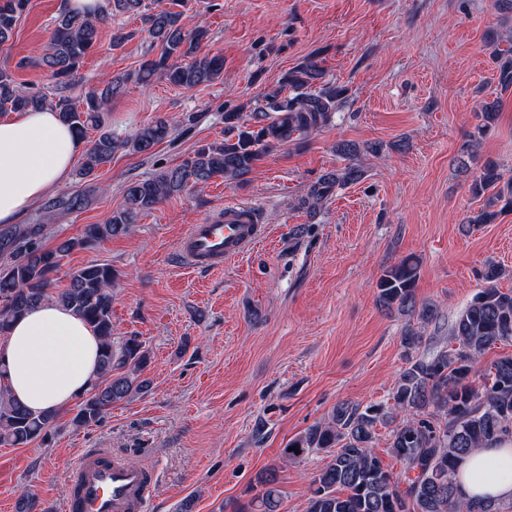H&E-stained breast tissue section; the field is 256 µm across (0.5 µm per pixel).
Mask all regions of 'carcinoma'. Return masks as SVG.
Instances as JSON below:
<instances>
[{"label":"carcinoma","instance_id":"obj_1","mask_svg":"<svg viewBox=\"0 0 512 512\" xmlns=\"http://www.w3.org/2000/svg\"><path fill=\"white\" fill-rule=\"evenodd\" d=\"M28 3L0 0V45L13 36ZM114 12L139 18L160 54L144 59L133 74L105 78L101 88L76 100L68 91L97 42L98 21ZM183 16L182 11L158 9L147 0H105L97 21L62 11L50 32L47 52L38 60L20 62L22 67L33 64L51 72L56 80L53 97L21 87L9 70L0 69V112L50 107L78 136L96 131L80 166L86 178L120 150L152 154L172 137L169 120L159 117L132 137L120 139L106 125L103 112L128 80L146 86L165 78L175 86L192 89L223 77V57L198 56L207 31L187 28ZM505 41L509 47L498 48L494 54L496 88L502 92L512 89V30ZM324 77V69L311 57L289 70L277 88L245 104L224 107V140L200 146L178 165L129 180L122 205L104 224H86L79 235L60 237L51 248L42 243V224L0 228V338L31 307L54 301L81 317L100 339L99 372L81 396L71 426H95L112 407L147 393L151 381L143 373L151 364V352L139 337L114 333L112 301L118 272L112 264L86 263L72 271L66 287L55 293L51 274L73 251L130 235L138 216L164 200L202 189L218 177L243 181L276 149L330 125L346 103L348 89ZM476 116L475 134L481 137L496 125L498 102L482 105ZM362 176L357 166L326 172L309 186L300 205L315 210L336 187L356 183ZM470 189L485 202L464 223L491 224L499 215L512 212V176L504 177L497 166H485ZM87 204L83 193L64 194L48 199L43 212L47 216L76 212ZM502 276L503 269L496 264L480 272L484 288L458 315L448 332L449 345L437 354L417 355L423 335L418 327H405L401 346L406 367L394 383L393 404L340 401L322 422L288 441L280 457L282 467L314 450L325 453L326 463L311 482L306 512H512V500L465 499L457 483L459 468L473 451L512 437V354L499 357L482 373L477 368L487 350L512 344V290L498 287ZM418 277L419 264L411 258L385 268L377 281V299L388 311L429 324L438 318V311L430 304H418ZM56 421L53 413H31L0 385V446L46 442ZM380 426L389 428L391 456L405 471L415 473L405 487L376 453ZM256 483V493L244 502H233L230 512H279L278 468L263 470Z\"/></svg>","mask_w":512,"mask_h":512}]
</instances>
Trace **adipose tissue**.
I'll return each instance as SVG.
<instances>
[{
    "mask_svg": "<svg viewBox=\"0 0 512 512\" xmlns=\"http://www.w3.org/2000/svg\"><path fill=\"white\" fill-rule=\"evenodd\" d=\"M82 147L49 108L0 120V224L17 223L51 193ZM98 346L71 310L51 302L33 307L0 339L11 397L36 414L66 410L95 377ZM457 482L467 498L512 499V441L473 453Z\"/></svg>",
    "mask_w": 512,
    "mask_h": 512,
    "instance_id": "obj_1",
    "label": "adipose tissue"
}]
</instances>
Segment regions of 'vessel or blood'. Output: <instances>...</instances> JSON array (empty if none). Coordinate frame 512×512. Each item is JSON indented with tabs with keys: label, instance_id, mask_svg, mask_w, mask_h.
Segmentation results:
<instances>
[{
	"label": "vessel or blood",
	"instance_id": "1",
	"mask_svg": "<svg viewBox=\"0 0 512 512\" xmlns=\"http://www.w3.org/2000/svg\"><path fill=\"white\" fill-rule=\"evenodd\" d=\"M266 237L255 207L229 202L217 214L189 225L177 244L185 266L219 267ZM73 490L64 512H146L156 472L135 459L105 449L81 452L73 468Z\"/></svg>",
	"mask_w": 512,
	"mask_h": 512
}]
</instances>
